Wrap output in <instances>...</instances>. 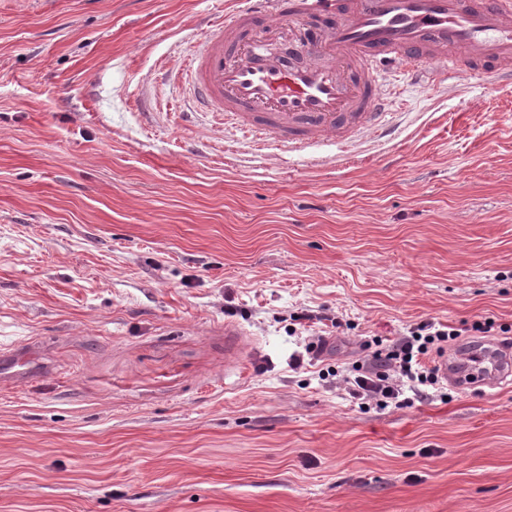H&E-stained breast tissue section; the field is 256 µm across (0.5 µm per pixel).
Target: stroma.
Masks as SVG:
<instances>
[{
	"label": "stroma",
	"instance_id": "35a3bbf8",
	"mask_svg": "<svg viewBox=\"0 0 512 512\" xmlns=\"http://www.w3.org/2000/svg\"><path fill=\"white\" fill-rule=\"evenodd\" d=\"M235 0H0V512H512V384L364 410L371 337L512 325V84L380 70L326 167L168 74ZM344 325L330 335L332 321ZM328 335L317 367L292 354ZM44 373L39 365L25 354L17 352L0 356V380H29Z\"/></svg>",
	"mask_w": 512,
	"mask_h": 512
}]
</instances>
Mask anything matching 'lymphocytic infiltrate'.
<instances>
[{"instance_id":"lymphocytic-infiltrate-1","label":"lymphocytic infiltrate","mask_w":512,"mask_h":512,"mask_svg":"<svg viewBox=\"0 0 512 512\" xmlns=\"http://www.w3.org/2000/svg\"><path fill=\"white\" fill-rule=\"evenodd\" d=\"M495 329L505 333L512 328L497 325L489 317L458 327L439 322L415 324L390 342H376L374 350L353 363L342 381L362 408L412 406L440 384L435 367L429 363L431 353L442 352L446 344L466 333L486 334Z\"/></svg>"}]
</instances>
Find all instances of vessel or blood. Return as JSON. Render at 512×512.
<instances>
[{
  "label": "vessel or blood",
  "instance_id": "obj_1",
  "mask_svg": "<svg viewBox=\"0 0 512 512\" xmlns=\"http://www.w3.org/2000/svg\"><path fill=\"white\" fill-rule=\"evenodd\" d=\"M444 84L461 69L512 82V0H237L196 41L179 74L216 122L301 153L347 151L385 137L392 114L379 62ZM444 381L496 389L512 382V348L495 339L438 358ZM39 365L0 356V380H29Z\"/></svg>",
  "mask_w": 512,
  "mask_h": 512
}]
</instances>
